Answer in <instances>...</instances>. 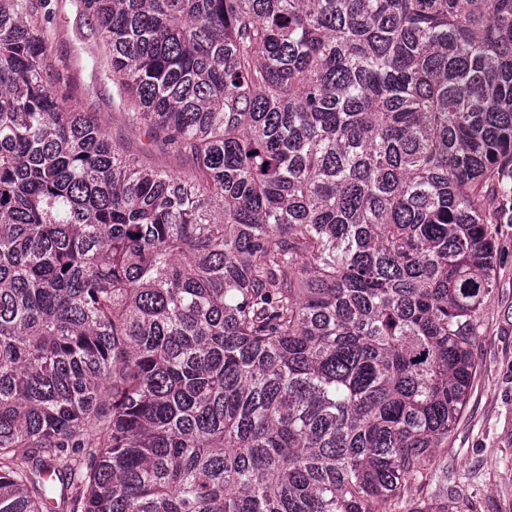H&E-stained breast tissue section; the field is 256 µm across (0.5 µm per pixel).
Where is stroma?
Masks as SVG:
<instances>
[{
    "label": "stroma",
    "mask_w": 512,
    "mask_h": 512,
    "mask_svg": "<svg viewBox=\"0 0 512 512\" xmlns=\"http://www.w3.org/2000/svg\"><path fill=\"white\" fill-rule=\"evenodd\" d=\"M102 51L94 21L78 0H68L53 16L50 68L64 74L83 111L125 148L138 151L144 135L118 106L111 78L92 76L75 62ZM496 245L498 281L480 311L478 369L466 411L430 468L434 482H446L473 500L477 512H512V224L499 225Z\"/></svg>",
    "instance_id": "35a3bbf8"
}]
</instances>
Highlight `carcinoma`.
<instances>
[{
	"mask_svg": "<svg viewBox=\"0 0 512 512\" xmlns=\"http://www.w3.org/2000/svg\"><path fill=\"white\" fill-rule=\"evenodd\" d=\"M80 3L194 171L111 142L48 0H0V512H398L512 222V0ZM143 164L153 169L166 170L177 175H188L192 165L184 159L179 160L159 150L143 157Z\"/></svg>",
	"mask_w": 512,
	"mask_h": 512,
	"instance_id": "obj_1",
	"label": "carcinoma"
}]
</instances>
